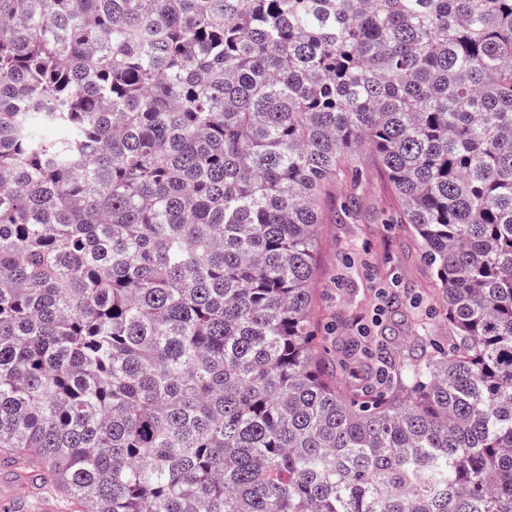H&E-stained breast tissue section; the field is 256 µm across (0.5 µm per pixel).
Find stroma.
Wrapping results in <instances>:
<instances>
[{
    "label": "stroma",
    "instance_id": "obj_1",
    "mask_svg": "<svg viewBox=\"0 0 512 512\" xmlns=\"http://www.w3.org/2000/svg\"><path fill=\"white\" fill-rule=\"evenodd\" d=\"M321 212L311 284L321 358L335 361L342 337L375 321L385 350L396 359L409 358L420 325L448 343L452 333L433 270L374 152L362 151L349 161L327 186ZM380 288L399 292L402 303L386 307L376 296Z\"/></svg>",
    "mask_w": 512,
    "mask_h": 512
}]
</instances>
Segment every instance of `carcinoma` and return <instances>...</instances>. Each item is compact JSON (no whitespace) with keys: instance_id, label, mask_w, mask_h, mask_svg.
<instances>
[{"instance_id":"obj_1","label":"carcinoma","mask_w":512,"mask_h":512,"mask_svg":"<svg viewBox=\"0 0 512 512\" xmlns=\"http://www.w3.org/2000/svg\"><path fill=\"white\" fill-rule=\"evenodd\" d=\"M364 149L452 342L326 367ZM0 457L78 512H512V0H0Z\"/></svg>"}]
</instances>
